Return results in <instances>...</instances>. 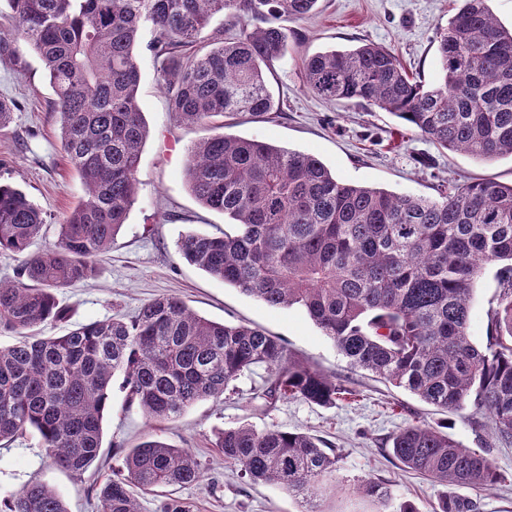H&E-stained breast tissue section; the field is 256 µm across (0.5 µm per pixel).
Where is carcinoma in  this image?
Listing matches in <instances>:
<instances>
[{"label":"carcinoma","mask_w":512,"mask_h":512,"mask_svg":"<svg viewBox=\"0 0 512 512\" xmlns=\"http://www.w3.org/2000/svg\"><path fill=\"white\" fill-rule=\"evenodd\" d=\"M317 2L6 0L14 23L0 28V48L22 38L40 58L61 144L86 197L59 225L57 240L31 252L43 212L0 182V253L18 261L14 278L0 281V332L16 335L0 346V441L33 430L59 468L86 471L101 448L117 374L128 403L149 421L217 399L261 365L270 371L263 389L270 400L333 406L346 392L295 360L281 339L202 318L172 295L148 301L129 320L39 335L68 318L56 291L95 275L138 194L149 134L134 55L142 28L154 31L150 48L170 65L162 80L179 121L261 117L280 110L267 74L288 52L285 23L306 18ZM486 2L465 0L438 32L439 77L431 85L369 43L307 58V88L389 112L444 149L481 160L512 157V29ZM219 13L240 23L239 34L201 55L186 53ZM185 177L194 198L228 217L232 229L182 236L183 259L269 306L302 308L352 369L446 412L473 403L495 437L512 442V184L443 183L435 198L396 195L343 183L312 155L224 133L189 150ZM489 265L499 266V292L481 349L468 333L470 301ZM389 442L404 467L441 486L499 480L484 452L428 423L401 427ZM216 447L250 480L296 496L302 512H325L323 493L336 490V454L308 432L242 424L219 432ZM201 478L188 450L149 440L99 484V512H140L133 486L153 492ZM356 491L382 505L392 500L373 478L358 480ZM0 512L69 510L36 482L0 499ZM434 512H474V504L444 494Z\"/></svg>","instance_id":"1"}]
</instances>
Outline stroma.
Here are the masks:
<instances>
[{
  "instance_id": "obj_1",
  "label": "stroma",
  "mask_w": 512,
  "mask_h": 512,
  "mask_svg": "<svg viewBox=\"0 0 512 512\" xmlns=\"http://www.w3.org/2000/svg\"><path fill=\"white\" fill-rule=\"evenodd\" d=\"M461 6L462 0H319L313 15L289 23L296 37L269 76L280 112L265 120L245 115L227 119L224 133L311 154L342 182L397 194L434 196L441 179L511 184V158L482 161L437 148L388 112L320 98L305 84L307 55L368 42L390 48L409 71L434 83L436 33ZM152 38L151 28H143L135 48L141 74L138 94L149 129L140 154L137 198L110 249L100 256L95 276L58 290L69 317L47 326L46 335L65 334L78 324L127 318L149 300L175 295L203 318L256 326L279 337L296 359L335 377L351 395L330 407L296 399L267 403L256 396L268 376L261 366L241 375L221 398L200 401L178 418L159 423L128 405L124 390L116 386L103 423L102 448L88 470L76 475L57 468L46 457L38 434L30 431L0 442V496L42 482L64 498L70 512H99L93 487L102 475L120 464L127 449L158 439L189 449L202 479L163 492H138L142 512H157L168 496L186 502L190 512H300V503L286 490L252 482L239 468L225 466L215 446L217 433L248 423L259 430L306 431L334 448L340 489L324 496V512H377L378 503L346 489L368 476L387 482L397 500L411 501L417 512H434L442 486L404 468L388 444L398 427L426 422L445 427L463 447L485 449L501 475L491 487L459 488V496L475 503L476 512H512V444L491 440L488 420L474 405L443 412L369 372L348 369L333 342L303 309L269 307L180 257L176 243L181 235L221 234L225 220L222 213L197 202L187 186L188 152L212 129L177 120L162 85V63L149 48ZM0 98L17 103L12 122L0 130V181L25 191L43 211L42 234L31 246L37 252L56 241L60 224L83 198L84 189L62 148L49 79L24 40L12 41L0 53ZM496 271L493 265L483 270L471 300L469 335L481 348L490 332L488 310L498 294Z\"/></svg>"
}]
</instances>
